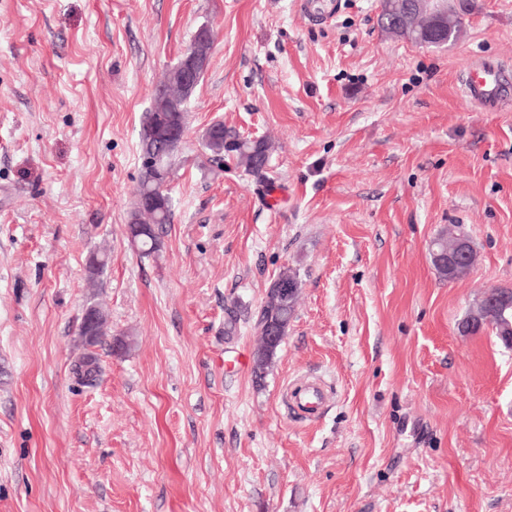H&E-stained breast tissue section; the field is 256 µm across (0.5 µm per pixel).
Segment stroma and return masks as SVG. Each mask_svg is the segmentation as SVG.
<instances>
[{"mask_svg": "<svg viewBox=\"0 0 512 512\" xmlns=\"http://www.w3.org/2000/svg\"><path fill=\"white\" fill-rule=\"evenodd\" d=\"M448 2L462 36L420 46L378 0H0V512H512V348L458 329L512 289V102L459 89L475 58L512 67V0ZM202 25L173 222L145 256L141 119ZM217 121L270 142L272 188L211 160ZM458 230L477 263L451 281L430 250ZM286 268L299 298L258 374ZM94 301L109 334L82 388ZM315 378L307 417L285 394Z\"/></svg>", "mask_w": 512, "mask_h": 512, "instance_id": "stroma-1", "label": "stroma"}]
</instances>
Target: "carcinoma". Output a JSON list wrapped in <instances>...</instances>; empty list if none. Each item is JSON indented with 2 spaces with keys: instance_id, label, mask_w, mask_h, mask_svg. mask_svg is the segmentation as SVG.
<instances>
[{
  "instance_id": "obj_1",
  "label": "carcinoma",
  "mask_w": 512,
  "mask_h": 512,
  "mask_svg": "<svg viewBox=\"0 0 512 512\" xmlns=\"http://www.w3.org/2000/svg\"><path fill=\"white\" fill-rule=\"evenodd\" d=\"M440 2L442 0H397L389 32L415 42L420 34L432 31L436 26V20L446 14L448 25L452 27L453 39H458L463 32L460 16L452 7L446 11L442 10ZM157 92L160 96L154 99L141 121L139 152L143 169L137 187L135 207L129 221L130 227L142 229V234L137 236V243L141 254L147 256L159 251V230L163 225L171 223L173 216V204L162 207L144 201L146 194L154 186L155 167L159 166L170 173L177 156L176 152L164 146L159 137L160 111L172 100L186 103L191 98V95L183 92L182 84L172 68L167 71ZM212 128L214 131L211 138L204 143V148L211 157L215 160H222L226 156L232 157L236 159L238 166L253 175L258 182L266 183L265 169L269 160V144L263 139L239 138L224 129L221 122L213 123ZM487 328L494 330L505 346L511 347L512 304L494 312L489 320L471 313L460 323V329L466 335H474Z\"/></svg>"
}]
</instances>
